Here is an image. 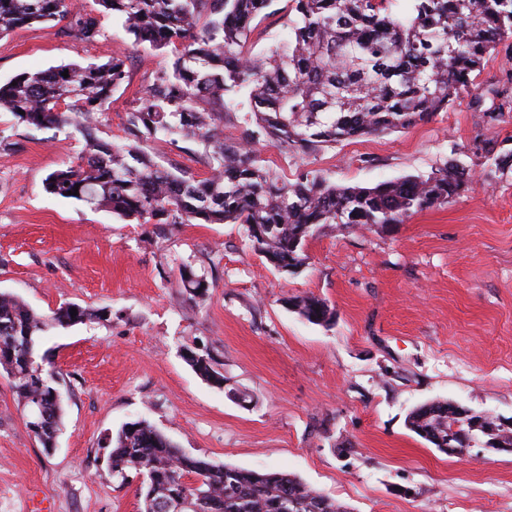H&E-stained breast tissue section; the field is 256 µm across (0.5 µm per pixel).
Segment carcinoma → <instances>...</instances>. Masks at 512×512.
<instances>
[{"instance_id":"cac0c4a2","label":"carcinoma","mask_w":512,"mask_h":512,"mask_svg":"<svg viewBox=\"0 0 512 512\" xmlns=\"http://www.w3.org/2000/svg\"><path fill=\"white\" fill-rule=\"evenodd\" d=\"M96 2L135 40L172 46L176 56L126 113L125 144L104 143L95 134L97 114L126 80L120 55L0 84V111L35 128L72 126L87 141L81 163L51 173L46 190L61 197L70 191L72 199L138 222L240 224L251 248L283 272L308 264L306 244L322 229L402 224L459 195L471 174L452 163L426 177L370 186L338 185L313 172L291 181L262 164L254 145L305 157L328 144L427 122L469 91L486 55L512 37V0H410L401 15L391 0H287L294 14L288 39L256 55L255 20L272 0ZM34 24L80 42L101 33L98 16L73 0H0V38ZM228 123L240 129L238 138L224 134ZM161 136L204 145L208 176L196 179L155 161L148 141ZM289 304L311 323L333 321L332 309L316 297L295 296ZM91 316L75 304L42 316L0 293V369L12 379L26 427L47 451L67 393L52 370L35 366L45 362L40 335ZM186 360L202 378L224 384L212 353L193 351ZM475 420L447 400L418 405L406 417L410 431L436 449V436L454 425L468 429ZM109 446L113 478L145 472L142 512H163L162 499L197 482L191 507L180 512H349L289 473L189 455L145 419L123 425Z\"/></svg>"}]
</instances>
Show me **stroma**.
<instances>
[{"instance_id":"1","label":"stroma","mask_w":512,"mask_h":512,"mask_svg":"<svg viewBox=\"0 0 512 512\" xmlns=\"http://www.w3.org/2000/svg\"><path fill=\"white\" fill-rule=\"evenodd\" d=\"M96 41L34 26L0 38V84L24 72L119 54L127 78L97 118L123 142L127 111L172 49L135 42L104 16ZM500 112L489 122L490 111ZM73 128L37 129L0 112V292L50 315L66 304L94 319L44 333L39 352L70 390L45 452L0 372V512H140L136 483L112 478L111 435L146 419L184 452L215 464L282 470L350 512H512V454L449 457L407 430L409 411L450 400L512 418V39L487 57L474 87L407 131L369 135L299 158L266 146L288 179L336 184L425 176L457 161L474 183L405 223L333 227L308 244L301 272L278 271L238 224H140L49 194L46 179L85 152ZM159 163L208 173L201 145L164 139ZM210 289L191 301L180 272ZM335 311L307 322L289 297ZM210 350L225 388L199 377L187 350ZM245 392L247 401L227 391Z\"/></svg>"}]
</instances>
